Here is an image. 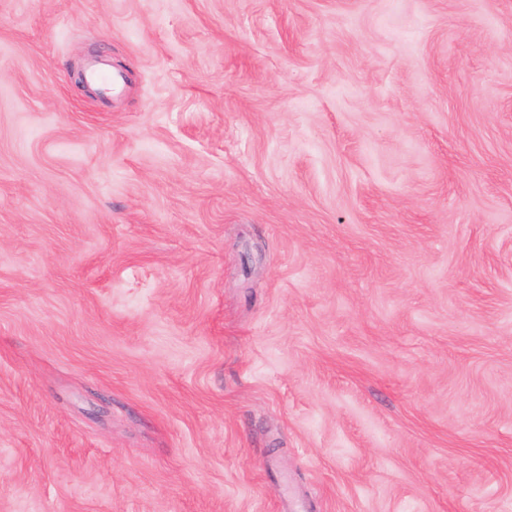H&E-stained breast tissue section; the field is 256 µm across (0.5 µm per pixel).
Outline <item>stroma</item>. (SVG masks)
<instances>
[{"label": "stroma", "instance_id": "1", "mask_svg": "<svg viewBox=\"0 0 512 512\" xmlns=\"http://www.w3.org/2000/svg\"><path fill=\"white\" fill-rule=\"evenodd\" d=\"M292 497L512 512V0H0V512Z\"/></svg>", "mask_w": 512, "mask_h": 512}]
</instances>
